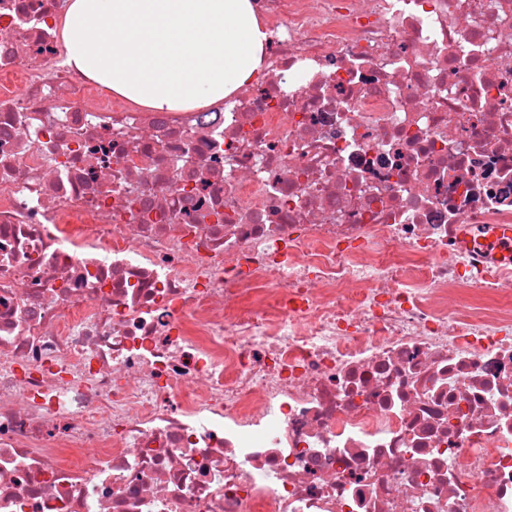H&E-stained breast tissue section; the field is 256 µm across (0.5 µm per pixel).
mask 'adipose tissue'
<instances>
[{"label": "adipose tissue", "mask_w": 512, "mask_h": 512, "mask_svg": "<svg viewBox=\"0 0 512 512\" xmlns=\"http://www.w3.org/2000/svg\"><path fill=\"white\" fill-rule=\"evenodd\" d=\"M253 0H69L67 61L154 112L206 108L261 68Z\"/></svg>", "instance_id": "adipose-tissue-1"}]
</instances>
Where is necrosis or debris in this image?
<instances>
[{"label":"necrosis or debris","mask_w":512,"mask_h":512,"mask_svg":"<svg viewBox=\"0 0 512 512\" xmlns=\"http://www.w3.org/2000/svg\"><path fill=\"white\" fill-rule=\"evenodd\" d=\"M257 6L153 112L0 0V512H512V0Z\"/></svg>","instance_id":"necrosis-or-debris-1"}]
</instances>
